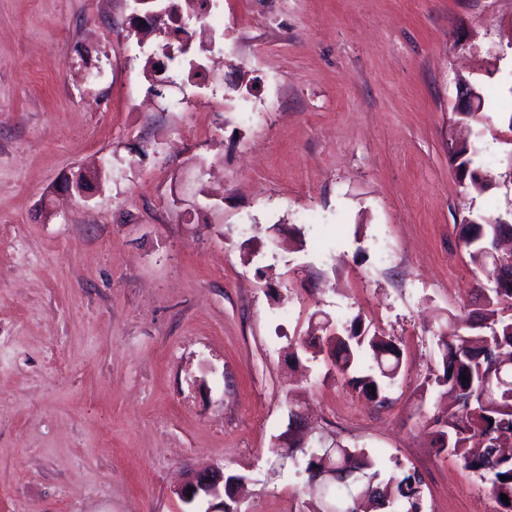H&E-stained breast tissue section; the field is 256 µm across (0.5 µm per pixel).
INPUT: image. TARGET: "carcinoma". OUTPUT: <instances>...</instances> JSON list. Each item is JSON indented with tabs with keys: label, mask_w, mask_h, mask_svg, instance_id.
<instances>
[{
	"label": "carcinoma",
	"mask_w": 512,
	"mask_h": 512,
	"mask_svg": "<svg viewBox=\"0 0 512 512\" xmlns=\"http://www.w3.org/2000/svg\"><path fill=\"white\" fill-rule=\"evenodd\" d=\"M474 144L448 143V160L463 181L482 185L483 176L474 166ZM499 224H464L462 246L471 264L495 287L480 289V307L465 321L466 332L442 336L438 341L439 362L429 383L448 391L446 427L431 431L432 444L490 482L489 491L498 512H512V451H505L503 433L512 437V288L501 287V274L487 267L488 241ZM300 350L312 359L324 355L359 396L383 406L403 366L398 343L379 332L370 333L359 318L335 323L328 317L314 322L308 335L298 341ZM467 375L469 381L462 380ZM335 476L321 485V506L311 512H326L329 504L339 512L361 510L355 492L365 493L373 509L390 512H422L423 478L417 472L384 475L383 465L362 448L338 446L328 449ZM507 480H501V477ZM507 495L504 502L501 495Z\"/></svg>",
	"instance_id": "obj_1"
}]
</instances>
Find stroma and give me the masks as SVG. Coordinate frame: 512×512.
<instances>
[{
  "instance_id": "1",
  "label": "stroma",
  "mask_w": 512,
  "mask_h": 512,
  "mask_svg": "<svg viewBox=\"0 0 512 512\" xmlns=\"http://www.w3.org/2000/svg\"><path fill=\"white\" fill-rule=\"evenodd\" d=\"M136 15L0 0V512H186L213 465L236 512H308L297 411L418 472L423 512H495L425 380L485 279L461 222L512 215V0H210L159 96ZM464 82L481 194L448 160ZM323 313L400 345L388 406L286 358ZM481 110L479 91L472 85H464L459 89L458 101L455 106V112L460 115L462 112H479ZM470 113H463L458 116V121H468ZM246 479L247 477L242 474H228L224 480V467L191 472L175 493L183 503L188 505L196 501L207 503L204 511L190 510L189 512H229L230 506L224 502V497L232 502L229 489ZM189 487H193L191 492H188ZM188 493H191V496H188Z\"/></svg>"
}]
</instances>
